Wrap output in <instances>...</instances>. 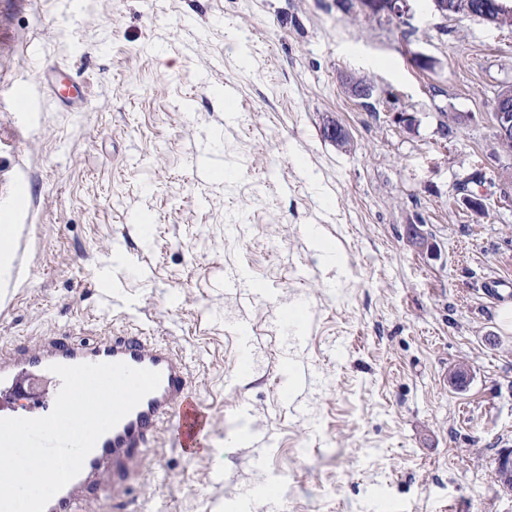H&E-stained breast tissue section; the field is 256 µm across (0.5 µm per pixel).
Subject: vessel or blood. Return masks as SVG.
I'll return each instance as SVG.
<instances>
[{
	"label": "vessel or blood",
	"mask_w": 512,
	"mask_h": 512,
	"mask_svg": "<svg viewBox=\"0 0 512 512\" xmlns=\"http://www.w3.org/2000/svg\"><path fill=\"white\" fill-rule=\"evenodd\" d=\"M9 97L15 112L31 118L30 84L12 82ZM28 204L25 179L0 184V232L16 235ZM103 362H123L159 372L160 386L98 439L79 475L51 498L45 512H92L100 492L107 489L113 502L123 501L130 480L145 474V455L156 447L159 436H166L189 455L209 426V414L192 391L190 373L178 349L129 324L93 343L76 340L69 331H54L33 344L1 345L0 417L39 416L40 404L56 397L61 387L50 365ZM307 377V369L291 361L284 363L277 381L280 402L294 401Z\"/></svg>",
	"instance_id": "1"
}]
</instances>
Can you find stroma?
<instances>
[{
	"instance_id": "1",
	"label": "stroma",
	"mask_w": 512,
	"mask_h": 512,
	"mask_svg": "<svg viewBox=\"0 0 512 512\" xmlns=\"http://www.w3.org/2000/svg\"><path fill=\"white\" fill-rule=\"evenodd\" d=\"M28 37L40 58L13 51ZM41 61L83 94L65 105L35 84L20 138L6 84ZM349 75L371 84L368 104ZM510 86L512 27L422 5L407 24L361 0H34L0 14V177L21 171L33 193L0 345L133 322L182 351L212 421L193 456L150 451L122 512H228L269 483L279 500L252 512H512L492 479L512 448V332L480 289L512 279V152L492 123ZM231 271L274 299L225 289ZM297 301L299 344L281 320ZM234 327L253 339L247 376ZM287 358L313 373L292 406L276 391ZM254 425L274 447L225 446Z\"/></svg>"
}]
</instances>
